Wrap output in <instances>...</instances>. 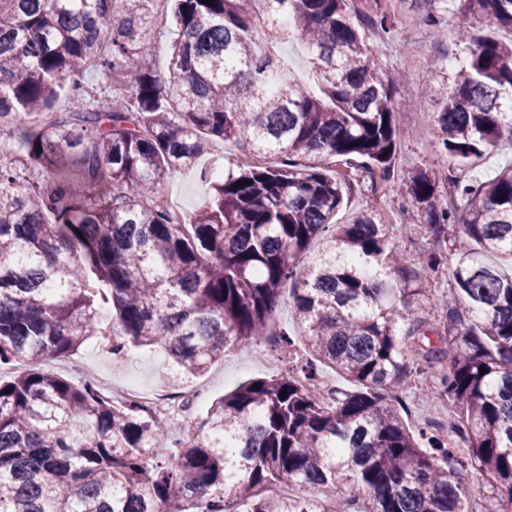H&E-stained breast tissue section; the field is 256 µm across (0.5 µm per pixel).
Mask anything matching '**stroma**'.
Wrapping results in <instances>:
<instances>
[{"instance_id":"35a3bbf8","label":"stroma","mask_w":512,"mask_h":512,"mask_svg":"<svg viewBox=\"0 0 512 512\" xmlns=\"http://www.w3.org/2000/svg\"><path fill=\"white\" fill-rule=\"evenodd\" d=\"M383 6L395 12L400 33L388 41L372 29L366 33L367 40L385 68L402 73L403 78L393 93L395 120L401 127L416 131L417 136L403 141L397 150L391 190L377 192L369 183H355L337 220L341 223L349 221L355 213L367 208L377 211L381 222L393 231L399 248L418 266L432 249L434 241L420 226L406 179L415 170H428L439 181L440 200L451 207L458 203L447 183L448 175L455 168L454 161L434 136L442 100L433 88L445 73L449 58L461 55L462 48L456 41L452 22H445L439 28L431 25L423 0H384ZM161 190L170 202L190 213L201 202L207 186L197 172L185 171L170 176L162 183ZM276 355L273 345L258 343L225 355L204 375L186 378V385L204 390L196 415H203L215 398L239 384L272 375L269 360ZM75 360L89 365L106 378L109 385L104 392L116 400L121 398L122 388L129 385L146 390L165 388L174 373L173 366L161 359L157 351L140 348L119 361L96 340L87 341L74 359H56L48 363L47 368L74 380L78 377L71 368Z\"/></svg>"}]
</instances>
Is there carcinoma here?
<instances>
[{"label":"carcinoma","instance_id":"1","mask_svg":"<svg viewBox=\"0 0 512 512\" xmlns=\"http://www.w3.org/2000/svg\"><path fill=\"white\" fill-rule=\"evenodd\" d=\"M439 1L464 56L436 136L463 169L512 141V40L493 33L512 32V0H423L435 26ZM367 26L391 37L397 20L354 0H0V512H471V469L492 480L489 512H512V274L488 259L512 257V167L451 180L454 209L428 171L408 176L438 243L419 272L374 212L338 223L353 183L331 166L388 182L405 137ZM293 41L318 95L281 61ZM62 91L78 104L59 109ZM215 142L280 162L199 168ZM195 168L208 191L181 224L160 185ZM287 281L296 332L274 318ZM422 297L432 320L413 314ZM105 336L113 358L152 346L184 376L300 341L303 377L328 366L353 388L326 407L278 373L178 425L45 369ZM422 375L456 414L446 432L401 415ZM293 484L317 495L272 493Z\"/></svg>","mask_w":512,"mask_h":512}]
</instances>
